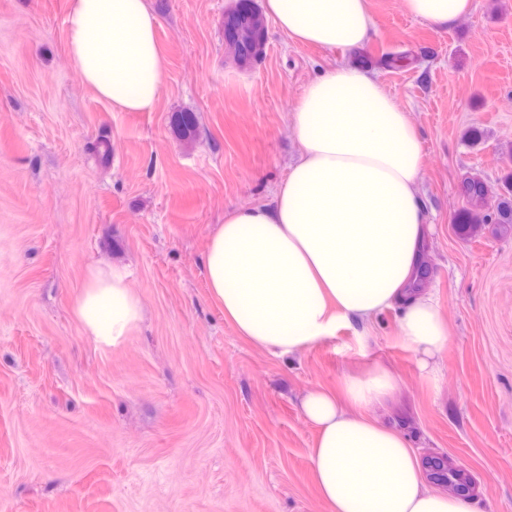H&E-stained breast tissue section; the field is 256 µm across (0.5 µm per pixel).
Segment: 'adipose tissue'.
Here are the masks:
<instances>
[{"instance_id":"adipose-tissue-1","label":"adipose tissue","mask_w":512,"mask_h":512,"mask_svg":"<svg viewBox=\"0 0 512 512\" xmlns=\"http://www.w3.org/2000/svg\"><path fill=\"white\" fill-rule=\"evenodd\" d=\"M402 4L435 29L473 9V0ZM264 8L292 46L357 50L374 29L370 0H265ZM67 25L70 62L85 85L113 111L155 110L165 61L150 0H70ZM290 125L299 154L271 202L226 210L208 235L212 302L238 336L279 356L341 326L370 331L400 306L396 334L437 382L450 333L424 282V146L408 112L372 73L340 64L305 86ZM74 311L88 336L114 347L138 327L143 304L125 267L93 263ZM397 389L387 369L372 366L347 375L341 392L303 396L327 512H475L470 500L429 488L408 437L377 417Z\"/></svg>"}]
</instances>
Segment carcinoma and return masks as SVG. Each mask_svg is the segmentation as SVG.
Here are the masks:
<instances>
[{"mask_svg":"<svg viewBox=\"0 0 512 512\" xmlns=\"http://www.w3.org/2000/svg\"><path fill=\"white\" fill-rule=\"evenodd\" d=\"M238 38L227 47V55L236 63L260 59L259 32L250 20L239 16L235 19ZM380 63L387 68L399 69L413 63V58L406 53H386L380 57ZM503 192L497 202L488 206L485 200V182L478 176H470L461 184V193L466 199V206L456 216L455 230L458 234L470 238L478 236L487 226L501 235L512 234V172L505 173L501 180Z\"/></svg>","mask_w":512,"mask_h":512,"instance_id":"cac0c4a2","label":"carcinoma"}]
</instances>
